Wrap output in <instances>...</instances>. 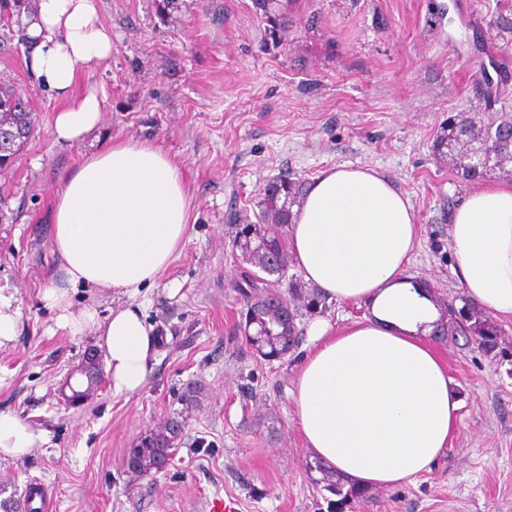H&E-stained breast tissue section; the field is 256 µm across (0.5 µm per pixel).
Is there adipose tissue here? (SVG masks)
Segmentation results:
<instances>
[{
    "mask_svg": "<svg viewBox=\"0 0 512 512\" xmlns=\"http://www.w3.org/2000/svg\"><path fill=\"white\" fill-rule=\"evenodd\" d=\"M29 65L40 86L63 101L57 141L74 144L97 127L103 100L72 95L79 69L107 60L112 34L97 0H37L27 16ZM191 198L179 164L148 141H116L87 155L59 190L52 246L61 284L46 288L57 326L95 333L112 391H140L157 351L140 308L71 309L84 285L137 294L168 267L184 241ZM419 226L408 194L371 167L338 164L312 178L288 226V252L327 300L364 302L369 317L337 331L316 320L295 380L294 415L306 448L349 485L413 483L430 472L456 427L460 398L427 337L441 320L429 288L406 271ZM448 241L469 302L512 320V181L480 183L455 210ZM35 444L18 416L0 412V455Z\"/></svg>",
    "mask_w": 512,
    "mask_h": 512,
    "instance_id": "1",
    "label": "adipose tissue"
}]
</instances>
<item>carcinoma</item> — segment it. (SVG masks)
Returning a JSON list of instances; mask_svg holds the SVG:
<instances>
[{
	"label": "carcinoma",
	"instance_id": "carcinoma-1",
	"mask_svg": "<svg viewBox=\"0 0 512 512\" xmlns=\"http://www.w3.org/2000/svg\"><path fill=\"white\" fill-rule=\"evenodd\" d=\"M12 102L9 109L0 111V127H21L24 137L32 133V118L28 102L15 89L0 82V100ZM448 126L457 127L464 133L467 142L481 137L488 130L493 132L494 139L487 147L481 148L480 164L488 167V162L497 160L499 155H508L512 150V115L500 116L488 121L469 115H460L448 120ZM303 184L287 178L276 177L266 185L260 205L263 217L276 218L273 224H239L236 227L234 243L240 251L251 257L262 272L266 274H285L288 268V249L283 238L282 229L292 223V211L288 200L297 198L302 192ZM260 276L253 274L244 278L246 288L242 293L247 297L246 314L261 327V337L253 339L246 337L257 355L270 360L280 356L294 345L297 336L296 310H291V316H283V310L289 308L288 297H300L305 301V307L313 312L325 307V298L319 293L302 291L303 284L292 282L287 293L266 292L260 296H250L249 290L256 287ZM458 329L452 332L438 327L432 335L444 336H494L496 330L486 323V319L474 307L467 305L458 311ZM178 433L174 429L169 432H155L142 437L137 446L130 451V470L138 473H149L155 469L157 458L165 452L174 449V441ZM326 490L339 497L334 503L336 512H341L343 506L355 498L362 496V491L338 479L331 480Z\"/></svg>",
	"mask_w": 512,
	"mask_h": 512
}]
</instances>
